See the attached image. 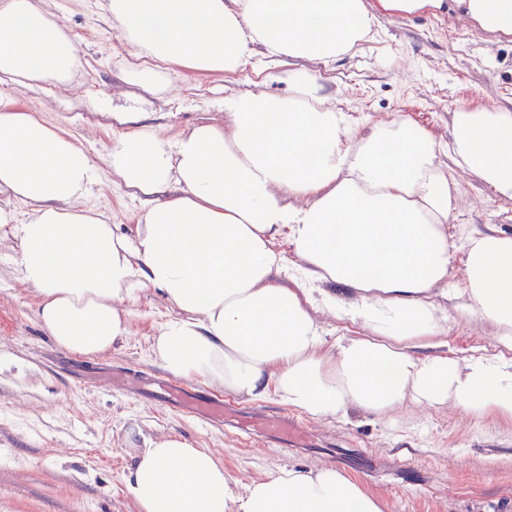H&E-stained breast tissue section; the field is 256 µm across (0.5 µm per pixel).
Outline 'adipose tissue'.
<instances>
[{"mask_svg":"<svg viewBox=\"0 0 512 512\" xmlns=\"http://www.w3.org/2000/svg\"><path fill=\"white\" fill-rule=\"evenodd\" d=\"M46 0H0V194L28 207L11 224L47 334L95 357L129 334L128 302L160 289L177 311L150 353L174 377L314 419H380L406 404L512 424V232L457 239L447 166L512 200V109L453 112L448 143L410 119L350 141L344 113L303 63L374 37L379 16L457 13L512 36V0H100L131 56L127 83L165 90L169 70L221 76L254 52L294 60L282 94L225 97L223 125L176 140L143 127L105 153L146 198L135 236L82 200L99 179L88 152L6 84L66 82L78 45ZM287 236L288 261L275 244ZM489 328L494 354L448 352V300ZM343 327L328 340L315 310ZM137 512H384L332 465L283 467L236 488L209 449L165 436L132 456Z\"/></svg>","mask_w":512,"mask_h":512,"instance_id":"1","label":"adipose tissue"}]
</instances>
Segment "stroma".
I'll list each match as a JSON object with an SVG mask.
<instances>
[{"label":"stroma","instance_id":"1","mask_svg":"<svg viewBox=\"0 0 512 512\" xmlns=\"http://www.w3.org/2000/svg\"><path fill=\"white\" fill-rule=\"evenodd\" d=\"M70 32L81 64L65 86L11 87L31 111L60 126L100 165L84 200L103 212L117 232L132 236L140 195L115 181L102 162L134 120L176 139L203 123L224 121L225 95L284 92L277 74L288 63L252 57L227 76L170 71L164 91L126 84L130 56L97 0H47ZM321 79L337 111L346 114L351 139L376 121L405 116L447 140L453 112L463 106L512 108V37L478 31L452 14L379 17L373 40L333 63L305 61ZM110 102L107 110L97 100ZM460 207L456 229H512V201L499 199L469 174L452 175ZM37 300L22 280L19 249L0 223V512H136L125 492L136 439L176 436L207 448L238 485L280 467L333 465L378 495L385 512H512V426L450 408L408 406L383 423L350 411L342 420L305 419L306 447H284L271 437L236 435L203 423L148 394L133 395L112 382L122 368L149 377L166 372L149 353L150 339L174 309L156 288L128 306V338L92 359L59 348L42 329ZM448 347L457 356L491 349L479 324L449 310Z\"/></svg>","mask_w":512,"mask_h":512}]
</instances>
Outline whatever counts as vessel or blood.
Listing matches in <instances>:
<instances>
[{"label":"vessel or blood","instance_id":"vessel-or-blood-1","mask_svg":"<svg viewBox=\"0 0 512 512\" xmlns=\"http://www.w3.org/2000/svg\"><path fill=\"white\" fill-rule=\"evenodd\" d=\"M158 387L163 396L179 399L183 408L202 422L222 423L245 433L269 434L284 443H293L305 436L303 425L287 416L271 414L263 409L233 412L222 402L201 396L173 381H159Z\"/></svg>","mask_w":512,"mask_h":512}]
</instances>
